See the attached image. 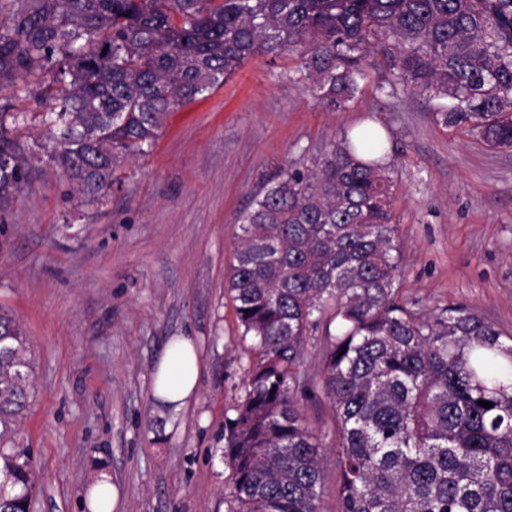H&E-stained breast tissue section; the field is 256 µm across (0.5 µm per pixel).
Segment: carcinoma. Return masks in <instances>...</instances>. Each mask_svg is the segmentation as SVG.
<instances>
[{
	"instance_id": "obj_1",
	"label": "carcinoma",
	"mask_w": 512,
	"mask_h": 512,
	"mask_svg": "<svg viewBox=\"0 0 512 512\" xmlns=\"http://www.w3.org/2000/svg\"><path fill=\"white\" fill-rule=\"evenodd\" d=\"M0 203L46 145L98 201L169 112L258 54H293L334 110L370 78L428 94L444 127L512 147V0H0ZM33 96L42 112H14ZM384 139L347 133L285 169L238 219L225 288L252 341L245 396L224 417L234 512H320L324 470L299 398L328 400L338 512H512V344L465 307L423 317L397 299L394 180ZM322 330L320 375L300 371ZM0 309V512H30L38 472L16 441L31 363ZM483 400L493 404L486 409Z\"/></svg>"
}]
</instances>
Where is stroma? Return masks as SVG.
Wrapping results in <instances>:
<instances>
[{"instance_id": "1", "label": "stroma", "mask_w": 512, "mask_h": 512, "mask_svg": "<svg viewBox=\"0 0 512 512\" xmlns=\"http://www.w3.org/2000/svg\"><path fill=\"white\" fill-rule=\"evenodd\" d=\"M288 55L249 59L223 87L172 112L147 153L88 203L43 152L0 211V306L29 336L33 376L19 435L41 479L33 512H89L101 473L116 512H234L224 416L253 354L225 277L237 218L283 168L304 170L364 125L385 136L402 256L398 298L421 314L464 306L512 336V147L433 118L425 95L366 85L352 109L285 79ZM193 337L199 390L177 414L152 395L170 337ZM300 407L323 445L321 512H337L339 440L323 397Z\"/></svg>"}]
</instances>
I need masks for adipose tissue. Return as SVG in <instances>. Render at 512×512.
Returning <instances> with one entry per match:
<instances>
[{"label":"adipose tissue","instance_id":"ef3b65f1","mask_svg":"<svg viewBox=\"0 0 512 512\" xmlns=\"http://www.w3.org/2000/svg\"><path fill=\"white\" fill-rule=\"evenodd\" d=\"M201 366L191 337L175 336L166 344L153 372V395L161 402L182 408L197 393Z\"/></svg>","mask_w":512,"mask_h":512}]
</instances>
